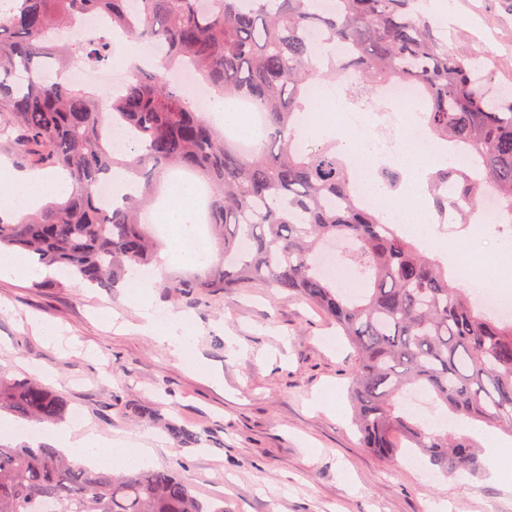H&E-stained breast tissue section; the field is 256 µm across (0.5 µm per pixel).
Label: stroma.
Instances as JSON below:
<instances>
[{"label":"stroma","instance_id":"obj_1","mask_svg":"<svg viewBox=\"0 0 512 512\" xmlns=\"http://www.w3.org/2000/svg\"><path fill=\"white\" fill-rule=\"evenodd\" d=\"M424 11L448 17L441 35L457 53L491 55L497 83L512 84L505 0H426ZM159 260L150 297L157 310L188 319L220 384L140 329L125 288H91L57 269L46 280H0V375L39 378L89 427L151 446L157 468L200 497L223 498L226 512H432L441 502L447 512H512L500 430L448 424L482 445L484 470L473 477L429 474L424 464L407 466L402 452L378 457L361 447L352 423L355 352L318 309L263 284L228 298L177 299L163 282L199 270L166 246ZM39 322L56 325L59 340L41 336ZM130 403L176 419L200 446L177 447L155 423L128 421Z\"/></svg>","mask_w":512,"mask_h":512}]
</instances>
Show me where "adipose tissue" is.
Wrapping results in <instances>:
<instances>
[{"mask_svg":"<svg viewBox=\"0 0 512 512\" xmlns=\"http://www.w3.org/2000/svg\"><path fill=\"white\" fill-rule=\"evenodd\" d=\"M68 182L58 176L23 178L13 172L8 162H0V208L14 216H22L47 197L68 190ZM155 224L170 225L176 236H191L198 224V197L183 182H173L166 200L150 214ZM129 296L137 304L145 331L165 333L179 355L195 356L196 336L191 327L176 314H168L165 321H158L151 301L144 297L151 283L137 273H129L125 283ZM22 439L31 445L41 443L61 449L70 458L129 469L152 463L153 449L145 448L125 439H108L94 430L73 423H63L47 428L38 425L19 426L13 419L0 416V440Z\"/></svg>","mask_w":512,"mask_h":512,"instance_id":"adipose-tissue-1","label":"adipose tissue"}]
</instances>
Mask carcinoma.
I'll return each mask as SVG.
<instances>
[{
    "label": "carcinoma",
    "mask_w": 512,
    "mask_h": 512,
    "mask_svg": "<svg viewBox=\"0 0 512 512\" xmlns=\"http://www.w3.org/2000/svg\"><path fill=\"white\" fill-rule=\"evenodd\" d=\"M416 4L7 0L0 10V143L27 167L61 169L72 192L16 222L0 215V251L22 250L111 288L131 269L158 261L160 244L140 220L157 178L170 168L193 172L210 187L207 222L218 258L202 277L166 284L171 294L219 296L262 281L307 301L356 350L349 391L362 446L384 458L406 448L445 476L477 474L472 439L432 429L407 414L401 399L423 388L454 418L512 435V320L483 312L446 267L361 201L344 151L295 147L300 117L322 80L350 75L355 101L388 83L414 85L427 104L430 134L469 148L480 167L478 178L452 165L434 171L437 214L454 200L467 224L490 193L512 216V93L491 90L495 72L449 49ZM89 14L114 33L165 48L157 70L135 71L107 105L68 75L79 63L109 59L105 34L51 38ZM313 31L344 48L325 70L308 39ZM173 69L191 70L226 98L259 104L266 115L262 150L226 147L166 78ZM116 171L130 187L120 205L96 191ZM332 240L343 244L339 262L364 284L356 293L320 270V251ZM0 411L53 423L68 401L35 378L0 377ZM125 417L163 422L182 447L199 444L196 433L156 410L129 404ZM45 501L54 512H224L168 470L95 469L45 445H0V512H36Z\"/></svg>",
    "instance_id": "carcinoma-1"
}]
</instances>
